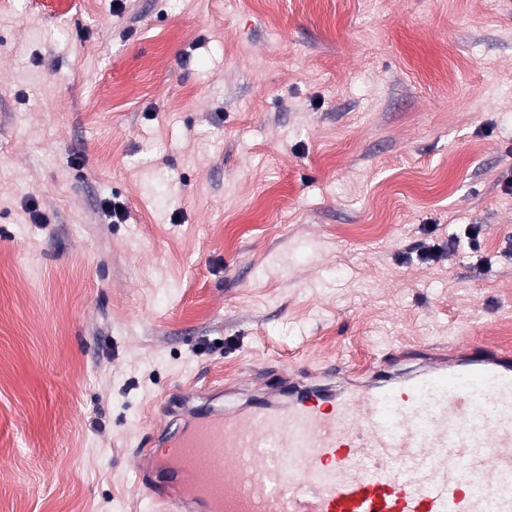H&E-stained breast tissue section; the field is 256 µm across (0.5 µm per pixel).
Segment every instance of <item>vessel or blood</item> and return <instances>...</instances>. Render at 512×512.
<instances>
[{
	"label": "vessel or blood",
	"instance_id": "vessel-or-blood-1",
	"mask_svg": "<svg viewBox=\"0 0 512 512\" xmlns=\"http://www.w3.org/2000/svg\"><path fill=\"white\" fill-rule=\"evenodd\" d=\"M264 388L226 412L181 395L141 494L166 512H512V354L469 342L363 376Z\"/></svg>",
	"mask_w": 512,
	"mask_h": 512
}]
</instances>
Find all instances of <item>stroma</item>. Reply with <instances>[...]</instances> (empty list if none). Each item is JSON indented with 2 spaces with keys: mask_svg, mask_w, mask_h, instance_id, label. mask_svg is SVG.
Here are the masks:
<instances>
[{
  "mask_svg": "<svg viewBox=\"0 0 512 512\" xmlns=\"http://www.w3.org/2000/svg\"><path fill=\"white\" fill-rule=\"evenodd\" d=\"M510 171L512 0L0 7V512H142L166 393L499 345Z\"/></svg>",
  "mask_w": 512,
  "mask_h": 512,
  "instance_id": "stroma-1",
  "label": "stroma"
}]
</instances>
